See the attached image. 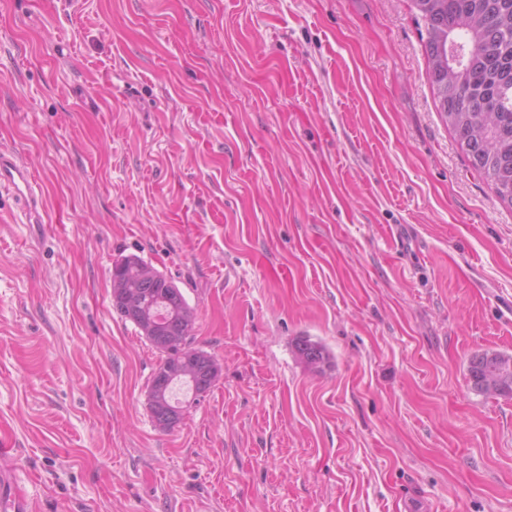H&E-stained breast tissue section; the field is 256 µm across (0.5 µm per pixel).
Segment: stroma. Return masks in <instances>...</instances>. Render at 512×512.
I'll return each instance as SVG.
<instances>
[{
  "label": "stroma",
  "instance_id": "obj_1",
  "mask_svg": "<svg viewBox=\"0 0 512 512\" xmlns=\"http://www.w3.org/2000/svg\"><path fill=\"white\" fill-rule=\"evenodd\" d=\"M411 0H0V441L37 512H512V209ZM135 254L221 366L181 424L112 307ZM324 343L310 372L297 337ZM0 186L10 189L19 201H24L30 213L35 214L31 224H42L38 208L43 207V202L39 200L40 186L27 166L3 151L0 152ZM468 382L477 394L485 396L482 381L487 378H498L503 392L497 396L512 397V355L496 351H482L471 355L468 363Z\"/></svg>",
  "mask_w": 512,
  "mask_h": 512
}]
</instances>
